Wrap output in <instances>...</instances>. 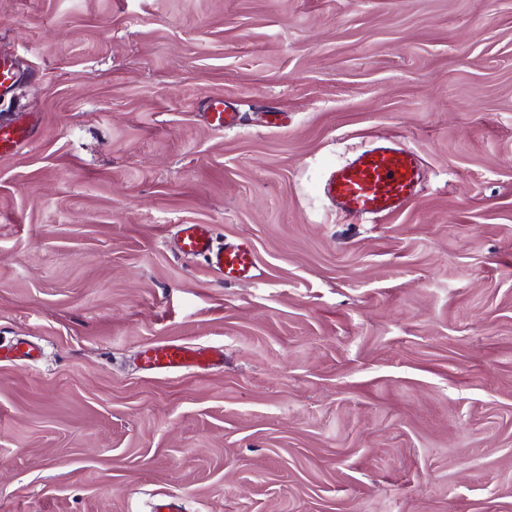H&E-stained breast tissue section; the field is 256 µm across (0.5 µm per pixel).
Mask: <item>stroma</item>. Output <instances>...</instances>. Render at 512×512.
Here are the masks:
<instances>
[{"label":"stroma","instance_id":"obj_1","mask_svg":"<svg viewBox=\"0 0 512 512\" xmlns=\"http://www.w3.org/2000/svg\"><path fill=\"white\" fill-rule=\"evenodd\" d=\"M3 62L0 512H512V0H0ZM386 137L423 188L360 224L318 186ZM210 112L212 125L218 129L232 128L237 124V117L232 112H225L224 100L213 98L209 101L207 106ZM173 248L179 256L202 258L210 272L226 283L257 276L252 247L245 242H218L210 224L179 225ZM143 370L166 375L183 370H204L224 362L223 346L180 342L152 344L140 351Z\"/></svg>","mask_w":512,"mask_h":512}]
</instances>
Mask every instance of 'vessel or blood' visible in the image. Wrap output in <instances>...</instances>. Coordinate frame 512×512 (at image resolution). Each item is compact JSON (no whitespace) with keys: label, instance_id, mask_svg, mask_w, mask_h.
Listing matches in <instances>:
<instances>
[{"label":"vessel or blood","instance_id":"obj_1","mask_svg":"<svg viewBox=\"0 0 512 512\" xmlns=\"http://www.w3.org/2000/svg\"><path fill=\"white\" fill-rule=\"evenodd\" d=\"M420 188L419 156L388 140L365 146L346 162L331 166L319 192L347 216L374 221L402 211ZM173 248L179 256L203 259L210 272L227 283L254 278L257 272L248 243L217 240L208 224L180 225ZM140 361L143 370L157 375L204 370L223 363L224 349L164 342L141 350Z\"/></svg>","mask_w":512,"mask_h":512}]
</instances>
